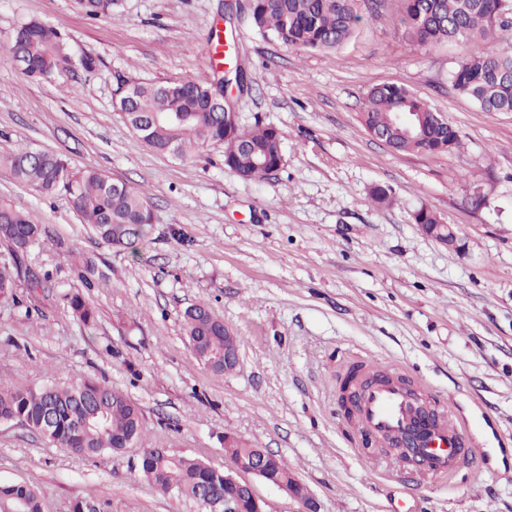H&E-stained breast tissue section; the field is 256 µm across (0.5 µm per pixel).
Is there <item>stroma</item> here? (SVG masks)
<instances>
[{"label":"stroma","mask_w":512,"mask_h":512,"mask_svg":"<svg viewBox=\"0 0 512 512\" xmlns=\"http://www.w3.org/2000/svg\"><path fill=\"white\" fill-rule=\"evenodd\" d=\"M371 7L378 18L343 45L311 52L264 39L245 0H118L97 18L76 0H0V154L31 146L72 170L106 171L154 214L132 255L82 224L65 191L46 196L0 171V195L47 229L23 266L55 282L36 312L0 305V386L91 379L143 413L142 442L100 456L0 423V485L37 486L44 512H71L84 497L101 512H200L140 477L142 449L220 469L232 433L285 460L318 512H512V112L482 111L452 85L459 60L485 41L421 46L393 26L398 0ZM30 20L69 46L48 81L8 51ZM222 61L242 63L250 83L227 88L239 126L283 136L285 164L264 178L227 170L219 144L186 161L158 155L117 114V76L203 80ZM379 84L447 116L461 147L397 153L370 137L359 116ZM378 184L392 204L372 202ZM423 206L455 227L462 250L422 232L413 214ZM82 254L96 257L104 287L83 288ZM66 293L83 294L92 324L64 306ZM194 303L237 336L235 371L213 374L193 355L181 315ZM372 360L448 401L480 468L438 479L382 447L359 458L336 377Z\"/></svg>","instance_id":"obj_1"}]
</instances>
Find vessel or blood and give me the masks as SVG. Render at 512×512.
Wrapping results in <instances>:
<instances>
[{"label": "vessel or blood", "mask_w": 512, "mask_h": 512, "mask_svg": "<svg viewBox=\"0 0 512 512\" xmlns=\"http://www.w3.org/2000/svg\"><path fill=\"white\" fill-rule=\"evenodd\" d=\"M397 367L365 389L353 404L350 423L364 441L359 454L371 459L369 441L409 442V463L416 474L447 475L476 463V453L451 411H436L418 387L403 385Z\"/></svg>", "instance_id": "vessel-or-blood-1"}]
</instances>
